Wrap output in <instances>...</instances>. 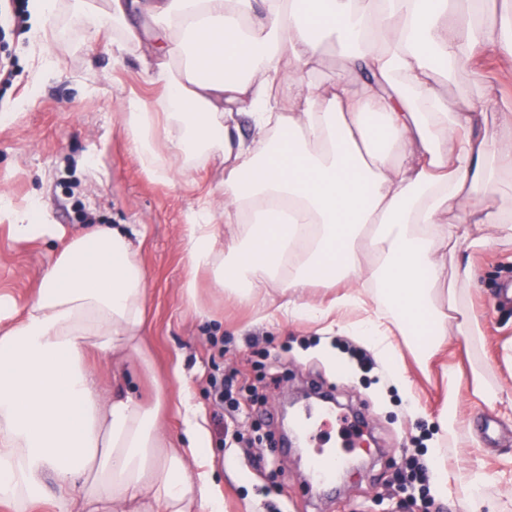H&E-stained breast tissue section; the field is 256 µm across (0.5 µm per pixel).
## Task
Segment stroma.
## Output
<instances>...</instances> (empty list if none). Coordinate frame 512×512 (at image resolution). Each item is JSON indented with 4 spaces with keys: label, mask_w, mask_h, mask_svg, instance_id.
Wrapping results in <instances>:
<instances>
[{
    "label": "stroma",
    "mask_w": 512,
    "mask_h": 512,
    "mask_svg": "<svg viewBox=\"0 0 512 512\" xmlns=\"http://www.w3.org/2000/svg\"><path fill=\"white\" fill-rule=\"evenodd\" d=\"M59 0L52 43L55 69L32 83L30 39L16 35L12 17L0 19L6 34L0 52L16 60L10 82L0 81V296L17 309L34 299L60 241L25 239L12 230L14 214L27 206L43 212L65 234L84 231V216L101 224H131L143 235L138 258L149 277L143 325L151 370L137 357L102 360L90 355L101 395L131 393L160 405L161 426L177 441L183 424L176 411L191 393L202 407L223 512H422L419 488H403L402 465L415 457L425 467L436 447L448 472V497L431 512H456L468 492L466 477L482 472L492 512H512V408L487 404L471 391L472 370L491 387L512 394V363L503 346L512 341V303L500 293L512 286V241L484 250L464 249L448 259V287L480 329L479 337H454L449 381L437 362L420 367L404 343L412 400H405L388 370L361 339L325 323L289 318L216 291L210 272L196 273L199 302L182 299L192 271L184 250L186 226L201 199L224 201V168L214 162L188 167L171 160L170 179L143 172L121 123L124 101L161 98L148 82L139 49L112 54L117 28L97 27L90 14H74ZM478 70H459L437 90L452 105L478 102L487 132L500 131L512 112V66L497 49L484 48ZM472 276L457 285V268ZM232 382L239 410L216 404L213 377ZM454 402L458 421L440 428L438 416ZM362 410L377 446L373 453L349 447L345 420ZM325 451L343 456L336 491L321 495L307 479L308 463Z\"/></svg>",
    "instance_id": "obj_1"
}]
</instances>
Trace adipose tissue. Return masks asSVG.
<instances>
[{
	"label": "adipose tissue",
	"mask_w": 512,
	"mask_h": 512,
	"mask_svg": "<svg viewBox=\"0 0 512 512\" xmlns=\"http://www.w3.org/2000/svg\"><path fill=\"white\" fill-rule=\"evenodd\" d=\"M483 3L146 0L158 47L142 64L164 97L124 105L139 166L157 178L172 156L224 167L221 214L202 207L188 226L183 299L197 302L195 274L210 270L248 303L265 302L276 283L291 317L361 311L342 332L363 337L405 391L393 337H411L426 362L468 332L472 319H458L440 288L446 247L512 239V216L494 201L498 177L512 174V113L501 133H486L476 103L450 106L435 84L484 46L512 65V34L483 23ZM57 9L58 0H28L40 76L53 69L46 30ZM328 43L345 65L325 88L308 76ZM219 217L238 229L224 253ZM141 244L89 227L65 239L24 312L0 297V503L13 512H28L51 483L58 512H223L191 396L174 443L157 409L129 394L103 399L87 362L91 346L151 366ZM315 285L338 293L315 301L305 293Z\"/></svg>",
	"instance_id": "obj_1"
}]
</instances>
